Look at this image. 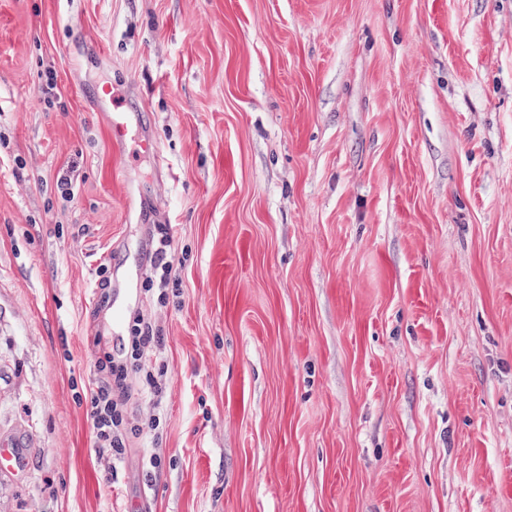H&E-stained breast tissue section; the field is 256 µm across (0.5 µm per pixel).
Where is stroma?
<instances>
[{
    "instance_id": "stroma-1",
    "label": "stroma",
    "mask_w": 512,
    "mask_h": 512,
    "mask_svg": "<svg viewBox=\"0 0 512 512\" xmlns=\"http://www.w3.org/2000/svg\"><path fill=\"white\" fill-rule=\"evenodd\" d=\"M117 306L167 395L109 482ZM1 442L0 512H512V0H0ZM104 95L109 96L112 110L104 107L100 110V116L107 124L112 143L119 148H126L133 139V127L127 119L126 113L118 110V105L112 99L111 92L105 91ZM172 237L170 230L166 225H158L156 233L153 234L150 241L149 265L152 271L151 279L148 280L151 288L148 291H154L157 296V302L166 303L169 296V290L173 296H176L175 289L177 283L171 277L169 261H167L168 251L170 250Z\"/></svg>"
}]
</instances>
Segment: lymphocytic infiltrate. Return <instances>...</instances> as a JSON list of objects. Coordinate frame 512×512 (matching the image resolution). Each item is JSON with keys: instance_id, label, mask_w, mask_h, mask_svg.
I'll list each match as a JSON object with an SVG mask.
<instances>
[{"instance_id": "lymphocytic-infiltrate-1", "label": "lymphocytic infiltrate", "mask_w": 512, "mask_h": 512, "mask_svg": "<svg viewBox=\"0 0 512 512\" xmlns=\"http://www.w3.org/2000/svg\"><path fill=\"white\" fill-rule=\"evenodd\" d=\"M172 237L168 227L157 226L150 241V285L158 302H166L177 283L171 277L167 260ZM165 341L155 322L135 315L126 340L116 350L104 353L94 363V376L83 403L94 435V452L109 467H117L127 457L131 439L155 437L164 411L166 378L154 354ZM140 381V400L152 415L148 425L135 423L128 406V390L132 379Z\"/></svg>"}]
</instances>
